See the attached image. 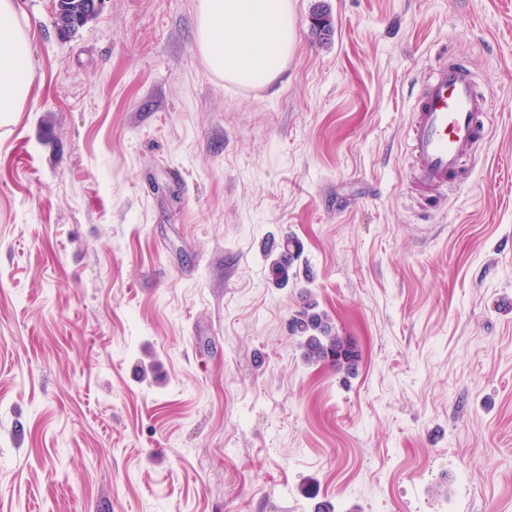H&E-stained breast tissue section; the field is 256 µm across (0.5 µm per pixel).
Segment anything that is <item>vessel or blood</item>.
<instances>
[{
	"instance_id": "1",
	"label": "vessel or blood",
	"mask_w": 512,
	"mask_h": 512,
	"mask_svg": "<svg viewBox=\"0 0 512 512\" xmlns=\"http://www.w3.org/2000/svg\"><path fill=\"white\" fill-rule=\"evenodd\" d=\"M488 110L468 66L442 56L425 80L409 135L413 180L426 192V208H440L441 191L461 185L464 159L476 158L488 136Z\"/></svg>"
}]
</instances>
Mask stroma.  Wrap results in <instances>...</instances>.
I'll list each match as a JSON object with an SVG mask.
<instances>
[{"label": "stroma", "mask_w": 512, "mask_h": 512, "mask_svg": "<svg viewBox=\"0 0 512 512\" xmlns=\"http://www.w3.org/2000/svg\"><path fill=\"white\" fill-rule=\"evenodd\" d=\"M18 3L0 512H512V0H295L263 89L209 71L198 0H104L68 38L54 0ZM445 53L490 134L428 213L407 131ZM305 288L355 376L302 359ZM301 255V246L295 238L283 239L279 244V252L269 264V280L273 284L286 285L291 277H297V262Z\"/></svg>", "instance_id": "stroma-1"}]
</instances>
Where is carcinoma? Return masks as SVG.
<instances>
[{
  "label": "carcinoma",
  "mask_w": 512,
  "mask_h": 512,
  "mask_svg": "<svg viewBox=\"0 0 512 512\" xmlns=\"http://www.w3.org/2000/svg\"><path fill=\"white\" fill-rule=\"evenodd\" d=\"M302 255L299 242L293 237L283 239L279 252L268 267L269 280L286 285L297 276L294 268ZM291 335L299 339L303 360L311 365H328L338 373L352 376L358 367L360 352L350 340L336 332L329 316L318 310L312 293L302 295V307L295 312L289 323Z\"/></svg>",
  "instance_id": "cac0c4a2"
}]
</instances>
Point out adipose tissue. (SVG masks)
<instances>
[{"instance_id":"1","label":"adipose tissue","mask_w":512,"mask_h":512,"mask_svg":"<svg viewBox=\"0 0 512 512\" xmlns=\"http://www.w3.org/2000/svg\"><path fill=\"white\" fill-rule=\"evenodd\" d=\"M297 41L295 0H199L195 42L209 70L242 87H266ZM36 78L28 25L0 0V125L23 111Z\"/></svg>"}]
</instances>
